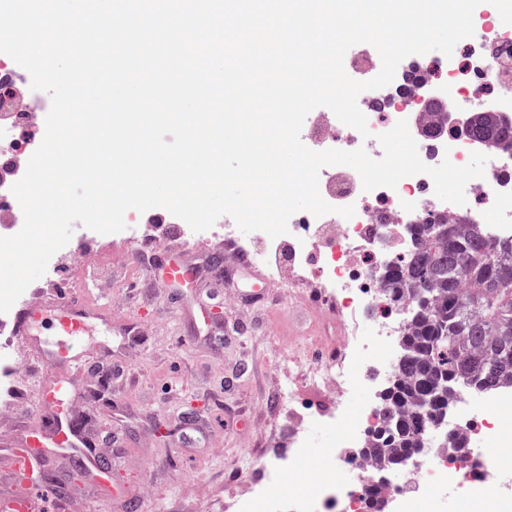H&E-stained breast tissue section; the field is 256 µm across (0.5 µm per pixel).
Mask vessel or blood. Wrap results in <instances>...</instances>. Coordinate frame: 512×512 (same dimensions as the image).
<instances>
[{
	"mask_svg": "<svg viewBox=\"0 0 512 512\" xmlns=\"http://www.w3.org/2000/svg\"><path fill=\"white\" fill-rule=\"evenodd\" d=\"M99 313L90 304L76 302L68 289L53 291L51 297H35L24 301L16 314L14 328L25 351L44 363H73L70 342L88 335ZM54 446L80 456L88 467L103 464L89 440L60 424L53 437H45L41 426L25 430L22 447L12 449L16 476L26 485L25 492L8 505L9 512H64V503L52 492L44 490L38 476L53 461L46 446Z\"/></svg>",
	"mask_w": 512,
	"mask_h": 512,
	"instance_id": "vessel-or-blood-1",
	"label": "vessel or blood"
}]
</instances>
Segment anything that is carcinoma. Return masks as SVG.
I'll list each match as a JSON object with an SVG mask.
<instances>
[{"mask_svg": "<svg viewBox=\"0 0 512 512\" xmlns=\"http://www.w3.org/2000/svg\"><path fill=\"white\" fill-rule=\"evenodd\" d=\"M470 132L492 147L512 144V125L490 112ZM384 280L393 298L411 294L414 308L381 395L384 429L369 448L395 470L421 447L427 405L446 422L458 387L512 386V239H493L478 224H414Z\"/></svg>", "mask_w": 512, "mask_h": 512, "instance_id": "1", "label": "carcinoma"}]
</instances>
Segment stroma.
Returning <instances> with one entry per match:
<instances>
[{
    "label": "stroma",
    "instance_id": "35a3bbf8",
    "mask_svg": "<svg viewBox=\"0 0 512 512\" xmlns=\"http://www.w3.org/2000/svg\"><path fill=\"white\" fill-rule=\"evenodd\" d=\"M132 243L83 236L73 227L69 247L53 256L61 273L25 291L34 297L71 288L102 312L98 328L76 342V369L26 357L11 326L0 322V500L22 485L6 453L32 420L51 423L61 409L78 416L100 455L112 462L109 481L76 470L73 455L55 456L52 475L70 502L68 512H227L229 497L252 481L269 456L288 451L293 410L332 409L334 398L315 380L320 360L312 339L322 308L304 289L267 283L252 298L249 268L223 237L200 238L164 253L146 241L168 242L171 214L143 212ZM191 276L167 282L170 264ZM75 377L63 404L34 408L41 377ZM295 471L270 491L312 492L325 475L327 451L339 431L312 432Z\"/></svg>",
    "mask_w": 512,
    "mask_h": 512
}]
</instances>
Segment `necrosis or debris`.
<instances>
[{"label": "necrosis or debris", "instance_id": "1", "mask_svg": "<svg viewBox=\"0 0 512 512\" xmlns=\"http://www.w3.org/2000/svg\"><path fill=\"white\" fill-rule=\"evenodd\" d=\"M426 59L414 82L405 81L406 68L401 65L397 68L398 79L358 96L357 105L367 120L368 132L363 135L342 122H334L327 137L337 149L362 148L372 158H379V135L405 119L407 104L439 75L444 78L439 97L449 109L512 117V26L481 22L472 36L455 45L452 56L432 51ZM417 144L422 161L430 166L445 160L465 165L471 153L479 149L465 127L432 141L418 139ZM488 156L484 178L466 185L467 203L463 206L438 199L432 178L424 173L403 178L393 188L367 191L358 173L324 169L319 173V191L333 205V212L317 217L300 211L290 218L286 239L295 269L293 279L299 287L309 289L311 297L334 307L338 317L337 330L321 338L328 351L323 361L324 380L337 397H344L348 386L357 380L351 368L354 358L369 356L372 348L396 347L401 342L410 311L408 297L397 302V315L374 320L370 335L355 334L348 321L386 303L381 271L406 249L409 225L429 212L452 224L464 220L482 225L494 238L512 237V155L492 150ZM348 205L354 206L355 214L347 219L338 210ZM451 405L466 406L470 417L454 426L452 441H440L418 459L414 467L418 484L463 498L492 480L499 487L498 498L489 503L474 500L475 512H512V469L482 460L480 448L488 436L504 439L512 447V434H503L499 421L501 413L512 412V391L493 396L459 391ZM326 419L345 427L340 448L331 455L328 466L353 476L355 489L323 479L315 494L296 492L286 498L272 495L270 483L284 471L295 469L300 449L308 446L310 426ZM380 425V405L376 402L366 406L352 425L341 413L326 416L311 411L300 416L291 438L292 453L269 459L265 480L236 495L228 504L230 512H253L258 502L264 512H369L368 503L373 498L383 501L386 512H431L424 497L402 486L379 482V464L361 456V448L371 441Z\"/></svg>", "mask_w": 512, "mask_h": 512}]
</instances>
